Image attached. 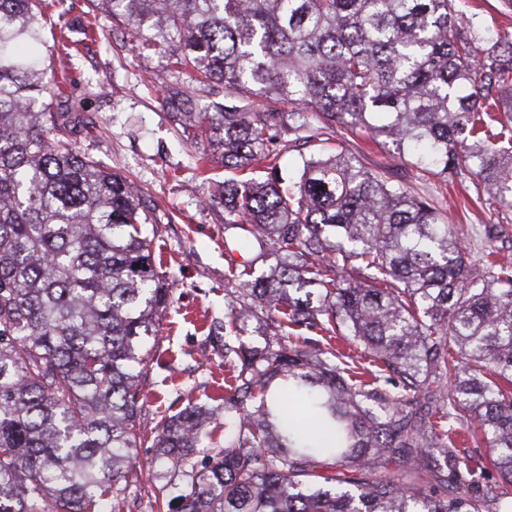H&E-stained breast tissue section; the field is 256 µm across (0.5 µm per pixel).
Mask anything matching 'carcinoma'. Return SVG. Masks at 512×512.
<instances>
[{
	"instance_id": "carcinoma-1",
	"label": "carcinoma",
	"mask_w": 512,
	"mask_h": 512,
	"mask_svg": "<svg viewBox=\"0 0 512 512\" xmlns=\"http://www.w3.org/2000/svg\"><path fill=\"white\" fill-rule=\"evenodd\" d=\"M171 70L224 87L218 112L167 86L180 125L246 170L315 130L363 134L424 173L478 178L512 205V40L480 47L455 0H98ZM0 0V512H106L134 469L139 371L170 300L124 180L54 112L45 10ZM290 109H284V106ZM224 185V230L271 255L224 322V417L189 405L158 430L155 503L178 512H512V262L471 266L443 199L344 149L284 184ZM260 307L338 348L239 336ZM403 380L395 394L382 370ZM298 402L336 437L281 424ZM224 427L204 470L192 449ZM485 451L460 454L461 429ZM498 479L491 480L490 472Z\"/></svg>"
}]
</instances>
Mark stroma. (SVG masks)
Wrapping results in <instances>:
<instances>
[{"mask_svg": "<svg viewBox=\"0 0 512 512\" xmlns=\"http://www.w3.org/2000/svg\"><path fill=\"white\" fill-rule=\"evenodd\" d=\"M458 7L481 29L484 41L512 39V0H458ZM111 29L109 42L86 39L73 51L57 47L53 63L68 65L80 117L95 138L92 155L130 186L148 220L155 260L168 275L170 302L141 380L146 401L138 432L144 442L134 450L136 467L126 489L108 506V512H155L156 480L149 464L157 427L190 403L224 410L227 371L219 325L236 304L241 284L228 280L239 257L224 242L221 188L241 174L220 157H205L204 146L164 107L168 49L136 43L122 24L112 23ZM340 144L369 169L387 171L393 182L446 193L447 219L456 225L470 261L480 257L474 231L485 226L501 254L512 258V207L477 194L472 181L418 174L410 162L366 138L341 143L329 133L306 144L281 141L280 168L296 175L302 157Z\"/></svg>", "mask_w": 512, "mask_h": 512, "instance_id": "1", "label": "stroma"}]
</instances>
